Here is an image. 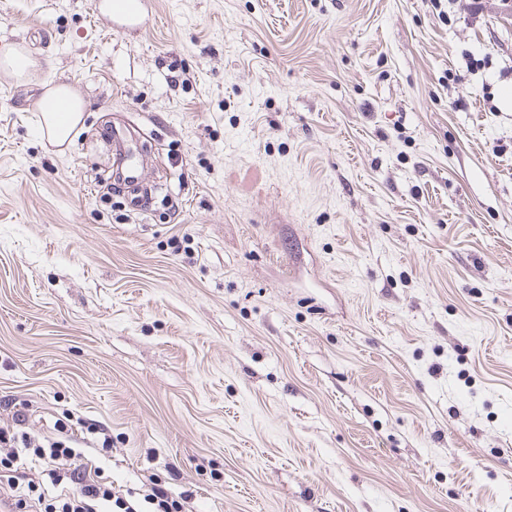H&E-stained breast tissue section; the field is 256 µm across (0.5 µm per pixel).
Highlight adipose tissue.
<instances>
[{"label":"adipose tissue","instance_id":"adipose-tissue-1","mask_svg":"<svg viewBox=\"0 0 512 512\" xmlns=\"http://www.w3.org/2000/svg\"><path fill=\"white\" fill-rule=\"evenodd\" d=\"M86 103L67 84L47 87L37 101L42 127L50 142L61 145L83 118Z\"/></svg>","mask_w":512,"mask_h":512}]
</instances>
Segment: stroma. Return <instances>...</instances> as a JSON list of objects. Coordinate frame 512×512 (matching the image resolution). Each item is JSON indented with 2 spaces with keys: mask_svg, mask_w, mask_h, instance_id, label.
Masks as SVG:
<instances>
[{
  "mask_svg": "<svg viewBox=\"0 0 512 512\" xmlns=\"http://www.w3.org/2000/svg\"><path fill=\"white\" fill-rule=\"evenodd\" d=\"M150 4L0 0V427L182 512H512V0ZM113 4H120V8L116 9L114 7V13L112 11V15L117 21L118 24L114 25L116 31L118 32H126L128 30L131 31H140L147 24V17L144 11V1L142 0H113ZM68 107L66 121L62 122L58 117V109L61 105ZM86 103L67 84H52L47 87L37 101V112H40L42 127L49 141L62 145L68 139L71 141V133L83 118Z\"/></svg>",
  "mask_w": 512,
  "mask_h": 512,
  "instance_id": "stroma-1",
  "label": "stroma"
}]
</instances>
